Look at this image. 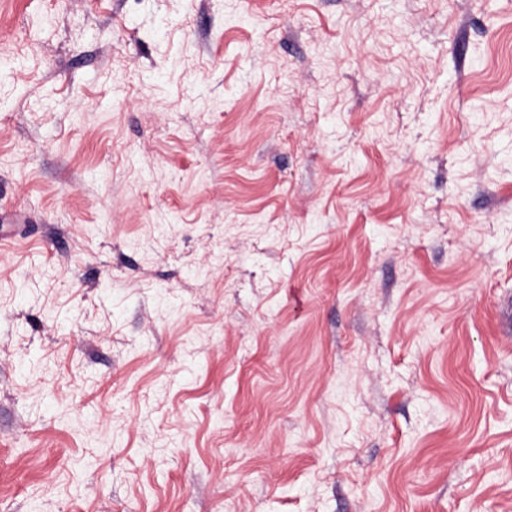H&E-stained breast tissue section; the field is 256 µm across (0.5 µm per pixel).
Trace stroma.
<instances>
[{
    "label": "stroma",
    "instance_id": "stroma-1",
    "mask_svg": "<svg viewBox=\"0 0 512 512\" xmlns=\"http://www.w3.org/2000/svg\"><path fill=\"white\" fill-rule=\"evenodd\" d=\"M0 512H512V0H0Z\"/></svg>",
    "mask_w": 512,
    "mask_h": 512
}]
</instances>
